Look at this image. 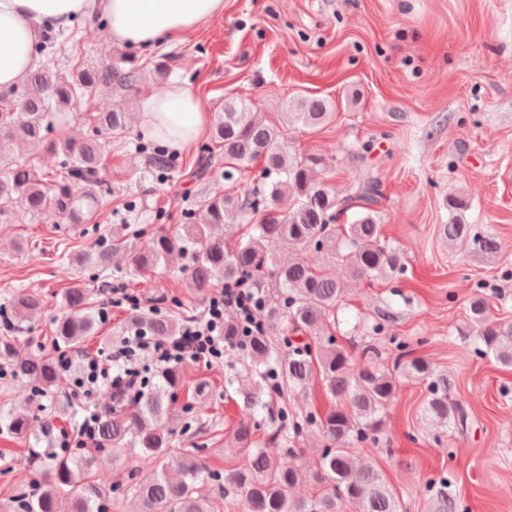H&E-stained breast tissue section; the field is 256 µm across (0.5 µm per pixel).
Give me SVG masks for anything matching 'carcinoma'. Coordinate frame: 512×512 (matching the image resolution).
I'll use <instances>...</instances> for the list:
<instances>
[{"mask_svg":"<svg viewBox=\"0 0 512 512\" xmlns=\"http://www.w3.org/2000/svg\"><path fill=\"white\" fill-rule=\"evenodd\" d=\"M62 33L50 31L35 46L42 64L29 76L21 91L0 94V142L22 146H43L56 157L55 167L42 170L33 158L6 160L0 156V223H9L21 208L31 217L42 215L55 223L83 224L112 195L101 170L107 145L125 141L127 113L102 109L90 115L88 133L75 139L60 131L62 111L92 98L99 81L127 95L136 96L148 76L154 84L166 83L170 72L167 60L143 61L122 54L99 68L74 62L72 72L55 69ZM285 123L304 128H323L334 120L325 98L300 97L287 105ZM144 175L163 177L173 167L164 146L139 140L135 144ZM261 166L257 183L235 195L224 190L253 167ZM224 165L221 178L209 175L214 165ZM327 167L326 159L315 153H292L284 129L262 112H254L247 102L229 98L214 125L212 142L202 147L195 178L202 190L192 208L184 212L181 232L152 233L148 244L138 248L128 242L125 232H112L81 254L79 267L89 278L102 281L101 287L122 288L132 280L147 282L173 254L185 255L188 263L179 272L189 278L198 292L224 282L246 281L254 288L259 308V324L242 334L240 319H224V348L246 353L258 384L244 401L246 418L235 428V439L245 450L241 467L224 472L209 469L197 451L176 458L166 455L172 428L169 415L182 373L168 368L156 386L127 411L103 415L102 450L130 445L158 460L147 474L132 478L127 492L141 504V512H218L216 502L197 494V485L214 482L222 493L238 492L244 512H339L344 504L354 512H402L397 496L382 474L370 465L360 466L355 449L376 443L382 429L381 413L395 393V378L376 366L375 348L363 350L365 365L353 371L352 354L336 342L329 328L338 324L343 288L340 274L379 280L405 273L406 257L401 249L381 237L378 209L379 182L367 177L355 191L344 196L314 173ZM238 211L248 225L237 237L216 235L213 229L224 224L226 214ZM440 233L455 247L473 255L495 260L500 255L496 238L473 231L469 224H443ZM286 241L294 253L284 261L278 246ZM314 249L327 255L322 265L308 263L303 253ZM126 252L125 266L111 269V256ZM148 308L133 315L128 329L149 336H176L181 324L163 312L167 296L147 299ZM9 313L0 334V370L28 382L39 396L53 392L59 384L57 363L50 357L16 355L15 337L42 310L37 294L16 292L8 300ZM101 311L91 301L89 288L74 279L62 295V312L55 320V344L77 350L94 334ZM279 327L311 336L316 348L297 346L289 340L276 347L272 333ZM463 339H471L479 354L490 353L496 361L512 367V322L491 319L487 302L474 295L468 308ZM405 377L427 384L429 397L422 414L455 426H466L467 417L459 404L448 401V379L435 373L427 360L414 357L402 367ZM321 378L336 406L324 416L308 415L301 422H288L282 415L277 437L288 446L291 434L303 426L318 429L323 448L317 455V472L322 490L307 500H295L289 491L297 479L295 463L253 447L251 418L263 409V389L267 382L281 380L291 391H304ZM30 410L0 407V434L44 441L42 433L30 432ZM45 469L32 488L7 499L4 512H109L112 500L95 471L92 454L56 456L46 453ZM455 499L442 491L433 497L434 512H457Z\"/></svg>","mask_w":512,"mask_h":512,"instance_id":"obj_1","label":"carcinoma"}]
</instances>
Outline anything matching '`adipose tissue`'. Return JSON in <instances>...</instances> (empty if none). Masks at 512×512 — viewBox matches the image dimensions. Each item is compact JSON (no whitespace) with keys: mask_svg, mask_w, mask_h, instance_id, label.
I'll return each mask as SVG.
<instances>
[{"mask_svg":"<svg viewBox=\"0 0 512 512\" xmlns=\"http://www.w3.org/2000/svg\"><path fill=\"white\" fill-rule=\"evenodd\" d=\"M224 0H0V92L20 86L37 65L33 46L44 24L59 29L100 14L122 45L154 46L187 35L222 15ZM138 126L172 148L186 150L209 127V113L186 84H169L160 93L141 96Z\"/></svg>","mask_w":512,"mask_h":512,"instance_id":"adipose-tissue-1","label":"adipose tissue"}]
</instances>
